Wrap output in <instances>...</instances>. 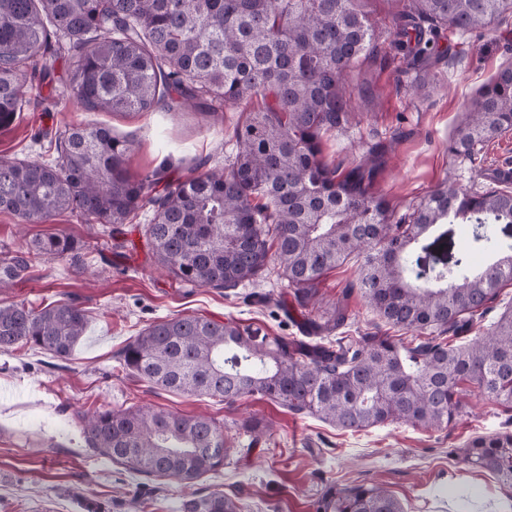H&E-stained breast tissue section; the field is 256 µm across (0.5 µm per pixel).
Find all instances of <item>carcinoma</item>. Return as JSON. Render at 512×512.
Returning a JSON list of instances; mask_svg holds the SVG:
<instances>
[{
  "label": "carcinoma",
  "mask_w": 512,
  "mask_h": 512,
  "mask_svg": "<svg viewBox=\"0 0 512 512\" xmlns=\"http://www.w3.org/2000/svg\"><path fill=\"white\" fill-rule=\"evenodd\" d=\"M392 24L378 28L364 0H0V126L24 105L39 57L68 61L65 88L92 112H176L194 107L245 113L235 154L222 168L171 176L166 161L143 177L126 162L133 139L93 124L55 133L52 161L0 156V211L25 224L77 213L115 231L150 206L144 235L154 262L186 286L234 288L269 263L297 305H318L317 284L355 261L356 280L319 316L304 317L308 339H270L234 322L198 315L159 320L120 354L129 375L156 388L232 403L260 396L338 430L359 433L401 422L451 425L462 413L461 384L512 407V307L485 334L462 337L512 282V184L473 192L438 184L396 221L375 185L389 146L375 144L342 170L325 155L329 137L352 126L371 98V70L387 43L415 70L408 91L434 89L429 64L447 32L480 35L511 15L512 0H394ZM361 80L350 86L352 75ZM512 131V63L472 99L448 143L462 160ZM467 228L464 243L448 225ZM82 241L64 232L33 238L0 257V284L43 258L74 259ZM357 292L384 321L423 335L406 345L388 336L327 341L350 319ZM80 305L0 307V352L30 347L69 358L85 335ZM452 334L453 340L445 335ZM258 442L262 417L234 423ZM88 448L127 470L191 488L224 468L227 428L205 416L152 407L101 409L84 418ZM461 462L512 486V431L469 439ZM180 512H240L222 491L191 492ZM316 512H404L380 485L325 486Z\"/></svg>",
  "instance_id": "obj_1"
}]
</instances>
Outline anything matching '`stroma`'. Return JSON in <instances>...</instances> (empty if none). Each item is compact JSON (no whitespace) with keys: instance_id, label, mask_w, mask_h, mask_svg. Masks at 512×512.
I'll list each match as a JSON object with an SVG mask.
<instances>
[{"instance_id":"obj_1","label":"stroma","mask_w":512,"mask_h":512,"mask_svg":"<svg viewBox=\"0 0 512 512\" xmlns=\"http://www.w3.org/2000/svg\"><path fill=\"white\" fill-rule=\"evenodd\" d=\"M443 45L447 52L432 69L435 89L429 97L411 98L402 61L391 62L376 73L379 106L327 144L329 159L344 169L368 146L389 145L376 188L399 216L442 181L477 189L497 168L512 166V132L487 143L470 162L448 151L477 89L512 62V17L478 37L449 36ZM26 98L15 121L0 127V156L53 159L55 132L86 123L136 137L139 147L127 167L137 177L167 157L176 176H190L199 159L215 167L235 151L233 129L240 115L234 109L220 119L192 110L128 115L89 112L70 96L55 106L40 102L31 90ZM149 219V211H141L124 234L112 237L101 224L69 213L25 224L0 212V253L58 230L85 245L79 259L38 261L25 278L0 287V306L36 307L68 298L89 317L69 359L27 348L0 353V512H177L185 490L176 480L156 484L94 456L85 444V414L145 405L223 423L255 414L271 422L266 438L194 486L201 494L223 491L242 512H315V500L332 482L383 485L405 512H512V487L458 457L473 436L512 429V410L473 384H464L466 407L450 427L393 423L351 434L255 396L226 404L171 394L129 376L119 363L122 348L167 317L232 320L269 337L303 334L285 312L292 291L275 271L228 289L184 286L158 271L141 233Z\"/></svg>"}]
</instances>
